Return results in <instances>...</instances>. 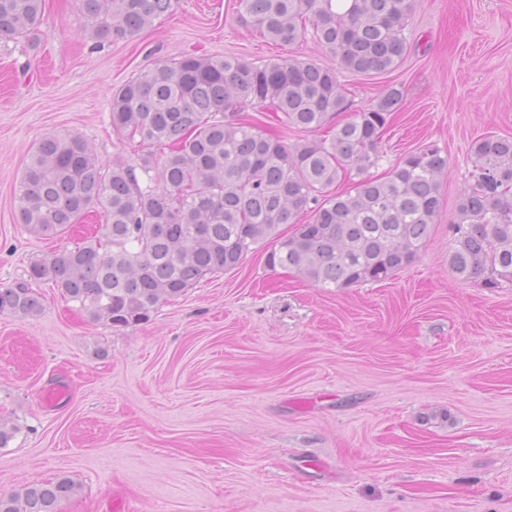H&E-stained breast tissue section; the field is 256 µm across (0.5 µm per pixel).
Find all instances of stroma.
I'll use <instances>...</instances> for the list:
<instances>
[{
	"label": "stroma",
	"instance_id": "obj_1",
	"mask_svg": "<svg viewBox=\"0 0 512 512\" xmlns=\"http://www.w3.org/2000/svg\"><path fill=\"white\" fill-rule=\"evenodd\" d=\"M75 0H45L36 43H0V289L30 263L100 235L101 212L60 237L21 224L32 148L83 137L127 156L110 101L158 60L197 53L335 66L313 35L275 44L237 0H179L153 29L95 50ZM394 72L341 74L355 107L403 92L386 162L421 144L448 158L418 259L393 278L316 288L236 269L161 304L148 322H90L44 281L41 312L0 313V493L66 477L59 512H512V285L460 280L448 264L456 206L482 135L512 136V0H418Z\"/></svg>",
	"mask_w": 512,
	"mask_h": 512
}]
</instances>
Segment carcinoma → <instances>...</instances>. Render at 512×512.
Wrapping results in <instances>:
<instances>
[{
	"label": "carcinoma",
	"instance_id": "carcinoma-1",
	"mask_svg": "<svg viewBox=\"0 0 512 512\" xmlns=\"http://www.w3.org/2000/svg\"><path fill=\"white\" fill-rule=\"evenodd\" d=\"M92 48L137 35L179 0H78ZM239 23L284 46L312 26L336 67L288 57L261 63L195 53L157 61L116 90L112 130L132 153L102 163L77 134L32 150L18 214L32 234L55 237L89 210L101 234L31 263L0 289V311L35 316L33 285L48 280L91 322L131 327L202 279L236 268L270 243L267 264L316 288L382 282L414 263L441 203L448 158L424 144L382 175L381 144L403 92L352 108L340 74L390 73L409 50L416 0H237ZM45 0H0V41L30 40ZM257 108L314 137L293 144L240 113ZM340 112L346 120L335 121ZM448 263L463 281L512 284V138L487 133L470 149ZM351 187L336 190L343 179ZM308 222L301 223L303 215ZM294 225L291 234L281 231ZM75 484L45 481L0 495V512H58Z\"/></svg>",
	"mask_w": 512,
	"mask_h": 512
}]
</instances>
